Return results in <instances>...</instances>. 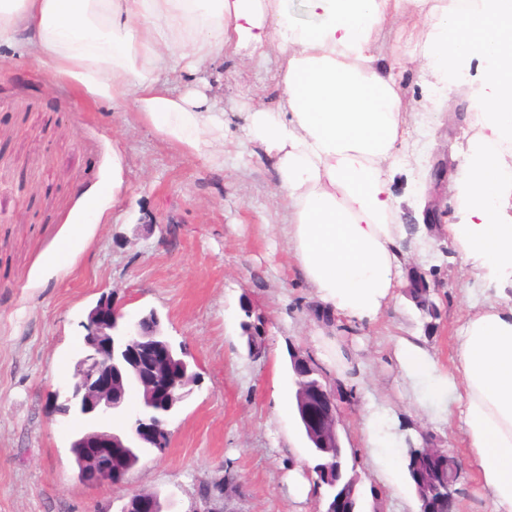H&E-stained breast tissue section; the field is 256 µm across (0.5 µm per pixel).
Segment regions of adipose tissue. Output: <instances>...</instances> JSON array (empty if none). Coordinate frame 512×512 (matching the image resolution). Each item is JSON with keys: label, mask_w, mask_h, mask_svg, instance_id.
Segmentation results:
<instances>
[{"label": "adipose tissue", "mask_w": 512, "mask_h": 512, "mask_svg": "<svg viewBox=\"0 0 512 512\" xmlns=\"http://www.w3.org/2000/svg\"><path fill=\"white\" fill-rule=\"evenodd\" d=\"M0 0V49L33 61L109 106L136 112L187 152L224 158V115L174 94L182 61L276 47L286 57L276 109L247 116L252 142L272 158L288 201V242L302 279L331 320L379 316L401 286L408 253L396 221L393 174L405 142L393 64L374 35L413 9L419 55L433 75L430 103L458 75L478 70L482 133L462 166L448 227L462 266L494 286L460 327L450 369L416 336L393 339L403 379L456 405L488 512H512V0L467 12L447 0ZM386 412L367 406L373 463L396 485L383 437Z\"/></svg>", "instance_id": "1"}]
</instances>
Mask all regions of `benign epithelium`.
<instances>
[{"instance_id":"benign-epithelium-1","label":"benign epithelium","mask_w":512,"mask_h":512,"mask_svg":"<svg viewBox=\"0 0 512 512\" xmlns=\"http://www.w3.org/2000/svg\"><path fill=\"white\" fill-rule=\"evenodd\" d=\"M85 330L73 380L64 393H54L55 410L79 419L86 429L73 441L82 461L84 481L90 485L112 482L113 465L130 448L167 446L168 419L196 380L188 363L162 335L158 317L142 315L124 320L109 297L102 298L82 323ZM297 389L296 409L310 447L317 448L326 463L316 473L336 465L342 473L338 449L339 385L315 377L316 370L300 352L292 355ZM136 392V405L127 396ZM115 413L123 415L127 428L121 433L101 426ZM408 462L417 477L418 512H455L458 459L448 448L432 442L412 450ZM360 478L348 477L334 485L325 512H355Z\"/></svg>"}]
</instances>
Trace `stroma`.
<instances>
[{"label":"stroma","instance_id":"1","mask_svg":"<svg viewBox=\"0 0 512 512\" xmlns=\"http://www.w3.org/2000/svg\"><path fill=\"white\" fill-rule=\"evenodd\" d=\"M414 44L400 19L377 38L378 53L397 62L404 128L416 145L395 179L400 220L422 223L430 202L441 215L425 231L428 248L412 246L405 267L425 277L436 312L424 314L401 293L375 321L332 327L317 318L318 302L288 246L276 169L246 136L248 112L278 104L274 66L228 51L173 74L175 93L201 92L224 113L218 165L165 140L131 105L93 102L0 50V512H120L140 491L157 493L169 512H315L316 496H301L292 480L294 470L313 465L308 442L295 411L281 403L295 393L289 349L315 356L318 335L361 370L339 410L341 443L362 481L360 512H417L409 486L389 487L376 472L363 435L368 403L387 410L397 456L426 435L453 449L455 512H485L458 418L422 406L391 349L392 337L414 334L448 364L472 312L467 291L481 286L448 237L449 225L462 221L456 179L480 133L471 84L450 86L427 125H418L431 75ZM438 161L448 166L439 185ZM170 224L178 228L173 240ZM105 295L129 318L155 311L198 381L169 422L167 448L146 453L118 484L90 486L70 452L83 425L55 414L50 396L69 383L81 323ZM246 320L262 330L255 356ZM227 473L236 482L231 492L201 497Z\"/></svg>","mask_w":512,"mask_h":512}]
</instances>
